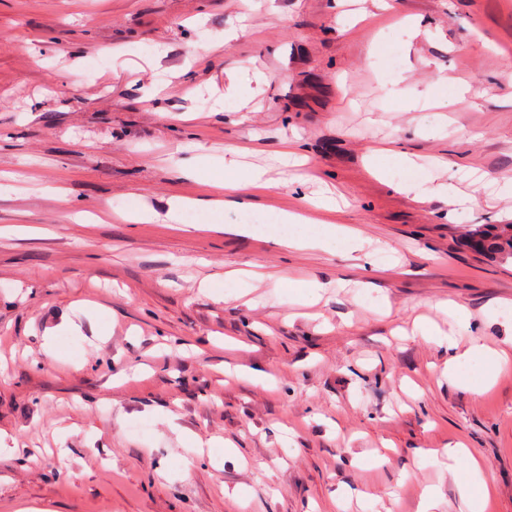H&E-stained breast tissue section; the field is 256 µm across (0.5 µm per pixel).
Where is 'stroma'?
I'll return each instance as SVG.
<instances>
[{
	"mask_svg": "<svg viewBox=\"0 0 512 512\" xmlns=\"http://www.w3.org/2000/svg\"><path fill=\"white\" fill-rule=\"evenodd\" d=\"M509 176L512 0H0V512H467L459 442L512 512V362L472 392L415 329L505 347L512 261L464 232ZM334 224L370 251L280 244ZM220 206H224V201L215 199L182 200L177 198L172 202L167 218L172 222H178L181 212L187 208H219Z\"/></svg>",
	"mask_w": 512,
	"mask_h": 512,
	"instance_id": "35a3bbf8",
	"label": "stroma"
}]
</instances>
